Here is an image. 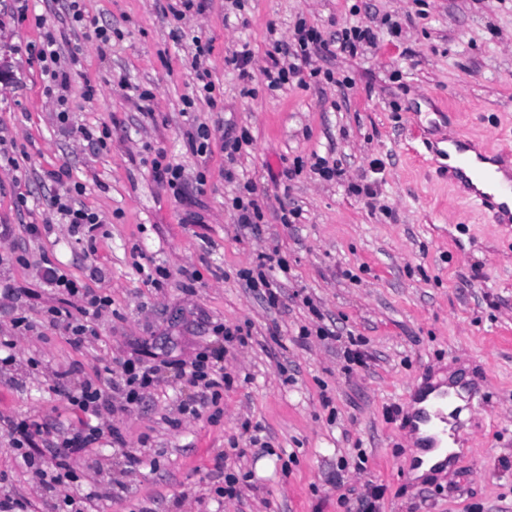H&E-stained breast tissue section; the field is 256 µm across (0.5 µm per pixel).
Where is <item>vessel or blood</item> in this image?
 <instances>
[{
	"label": "vessel or blood",
	"instance_id": "vessel-or-blood-1",
	"mask_svg": "<svg viewBox=\"0 0 512 512\" xmlns=\"http://www.w3.org/2000/svg\"><path fill=\"white\" fill-rule=\"evenodd\" d=\"M456 158L454 166L448 169L449 182L466 191L475 205L490 215L493 223L512 224V149L502 148L497 152V170L476 167L470 155L472 144L464 138L454 142ZM504 171V179H497L496 171ZM419 421L432 429V434L422 445L434 448L448 437V415L443 402H435L431 409L416 413Z\"/></svg>",
	"mask_w": 512,
	"mask_h": 512
}]
</instances>
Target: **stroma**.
Instances as JSON below:
<instances>
[{"label": "stroma", "mask_w": 512, "mask_h": 512, "mask_svg": "<svg viewBox=\"0 0 512 512\" xmlns=\"http://www.w3.org/2000/svg\"><path fill=\"white\" fill-rule=\"evenodd\" d=\"M171 2L84 0L78 24L65 0H0V337L15 342L0 367V418L73 428L57 372L72 370L75 388L131 359L160 372L139 403L113 392L104 421L123 445L103 439L71 459L66 492L94 512H345L342 495L370 482L386 487L378 512H512V227L456 193L442 155L457 135L512 147V0H243L234 15L228 0H206L181 20ZM301 20L326 39L373 29L363 55L321 63L348 86L268 87L270 40L291 41ZM97 25L114 32L103 49ZM48 30L78 51L62 103L33 52ZM197 38L211 47L210 102L195 95ZM244 46L248 96L224 62ZM201 124L203 154L189 139ZM243 129L253 144L228 162L224 142ZM161 156L183 166V196L155 179ZM319 156L342 176L314 174ZM298 162L303 172L285 180ZM245 181L264 213L255 231L231 208ZM76 184V205L102 223L91 245L50 205ZM365 184L374 197L359 193ZM285 207L299 208L296 223H281ZM261 254L288 265L276 307L239 277ZM148 263L166 268L161 287L140 274ZM187 269L198 273L190 293ZM54 271L112 302L82 345L44 316L58 299ZM219 324L249 325L252 339L228 348L233 383L218 404L184 413L201 393L178 370L221 345ZM347 336L364 339V364L348 366ZM451 368L469 390L463 449L419 482L405 414L418 387ZM246 421L268 450L250 444ZM361 456L359 473L350 464ZM228 473L239 498L220 493ZM4 494L47 512L0 429Z\"/></svg>", "instance_id": "35a3bbf8"}]
</instances>
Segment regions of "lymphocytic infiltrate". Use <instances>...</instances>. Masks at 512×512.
<instances>
[{
	"instance_id": "obj_1",
	"label": "lymphocytic infiltrate",
	"mask_w": 512,
	"mask_h": 512,
	"mask_svg": "<svg viewBox=\"0 0 512 512\" xmlns=\"http://www.w3.org/2000/svg\"><path fill=\"white\" fill-rule=\"evenodd\" d=\"M374 39L370 27L355 26L342 30L335 42L330 43L314 27L300 23L295 27L291 43L292 63L285 66L272 64L270 68L264 69L263 75L271 88L293 81L303 82L308 75L324 76L327 82L340 87L345 83L344 77L335 76L333 71L314 67L313 56H323L335 49L339 53L354 57L362 51L364 45L373 43ZM52 283L63 299L59 306L47 309L50 324L63 326L73 344H83L94 336L95 331L90 321L110 307L109 297L96 294L63 274L55 275ZM223 359V347L201 352L187 372L189 382L201 387L204 400L213 404L221 398L225 386L231 383L230 377L224 372ZM156 381L154 368H141L128 360L121 362L119 370L116 371L108 366L103 367L95 378L84 381L76 390L66 391L65 397L76 410L99 418L113 412L109 389L122 388L125 402L130 405L137 403L144 391L153 387ZM5 426L29 467L37 469L41 467L43 460H50L53 470L47 485L51 488L73 480L74 472L69 459L74 452L86 449L105 434L114 443L122 441L116 429L107 430L100 425L88 426L86 432L70 438L63 436L54 440L49 437L50 425L35 420H9Z\"/></svg>"
}]
</instances>
